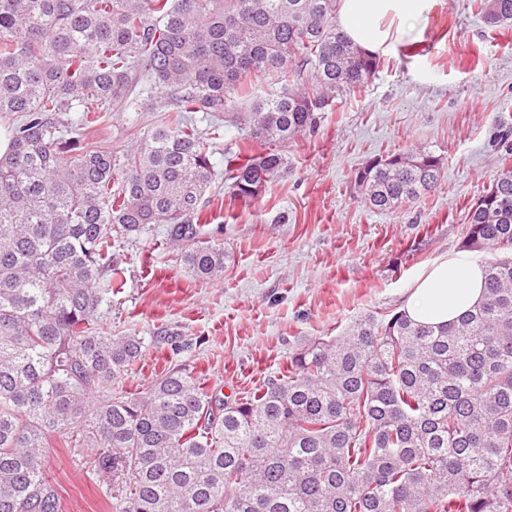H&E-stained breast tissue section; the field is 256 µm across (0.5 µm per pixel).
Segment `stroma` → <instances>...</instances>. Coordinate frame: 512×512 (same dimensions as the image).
<instances>
[{"mask_svg": "<svg viewBox=\"0 0 512 512\" xmlns=\"http://www.w3.org/2000/svg\"><path fill=\"white\" fill-rule=\"evenodd\" d=\"M479 5L437 0L365 90L333 100L315 132L288 144L286 169L257 200L212 184L202 238L224 245L220 280L190 277L161 224L113 247L124 282L105 307L112 333L149 339L115 390L143 392L182 363L217 397L249 396L298 340L400 310L415 278L457 253L469 207L500 169L498 142H512V23L489 27ZM133 141L123 112L85 136L117 154ZM416 146L442 157L438 188L392 213L367 209L357 169ZM88 459L60 440L51 450L64 512H117L122 485L97 479Z\"/></svg>", "mask_w": 512, "mask_h": 512, "instance_id": "1", "label": "stroma"}]
</instances>
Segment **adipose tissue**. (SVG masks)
<instances>
[{"label": "adipose tissue", "instance_id": "adipose-tissue-1", "mask_svg": "<svg viewBox=\"0 0 512 512\" xmlns=\"http://www.w3.org/2000/svg\"><path fill=\"white\" fill-rule=\"evenodd\" d=\"M435 0H339L336 21L351 41L378 54L398 41L411 20H425ZM482 268L446 256L424 271L410 288L401 310L413 322L439 326L473 309L484 295Z\"/></svg>", "mask_w": 512, "mask_h": 512}]
</instances>
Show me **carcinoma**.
<instances>
[{"mask_svg":"<svg viewBox=\"0 0 512 512\" xmlns=\"http://www.w3.org/2000/svg\"><path fill=\"white\" fill-rule=\"evenodd\" d=\"M487 24L512 0H482ZM337 0H0V512H63L50 441L95 448L93 472L129 483L120 512H512V166L471 205L461 241L484 253V301L434 327L364 313L302 339L253 395L219 402L176 365L139 396L112 393L146 339L114 336L103 277L112 243L167 225L185 269L224 273L200 240L217 176L241 200L286 168L334 99L380 58L336 26ZM309 78L301 80L304 70ZM278 91L254 95V80ZM119 156L83 137L102 112L156 110ZM249 109L237 111L239 100ZM193 112L205 116L195 119ZM263 145L222 152L224 115ZM207 122L202 130L198 122ZM442 158H373L354 184L394 212L436 189Z\"/></svg>","mask_w":512,"mask_h":512,"instance_id":"carcinoma-1","label":"carcinoma"}]
</instances>
